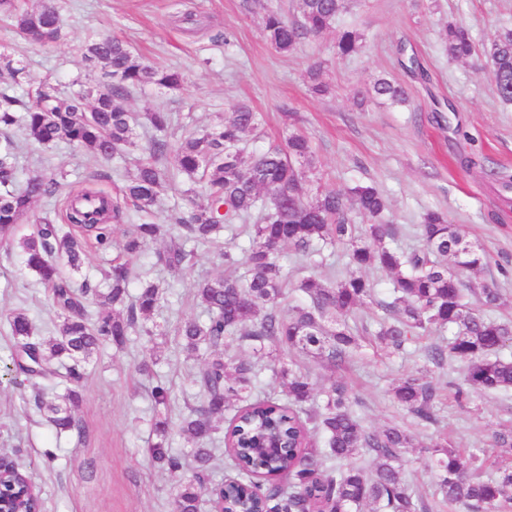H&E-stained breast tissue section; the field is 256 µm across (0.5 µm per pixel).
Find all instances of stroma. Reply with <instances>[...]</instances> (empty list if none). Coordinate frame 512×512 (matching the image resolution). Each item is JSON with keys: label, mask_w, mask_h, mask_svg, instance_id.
I'll return each mask as SVG.
<instances>
[{"label": "stroma", "mask_w": 512, "mask_h": 512, "mask_svg": "<svg viewBox=\"0 0 512 512\" xmlns=\"http://www.w3.org/2000/svg\"><path fill=\"white\" fill-rule=\"evenodd\" d=\"M61 39L45 48L26 41L0 18V52L23 61L31 82L51 79L66 95L91 83L95 74L83 60L81 46L108 32L126 40L132 51L162 66L180 70L181 90L154 87L135 92L126 101L130 111L162 107L179 125L210 128L240 102L262 113L260 132L246 139L247 152L281 144L286 131L311 140L312 177L321 188L348 191L358 184L380 189L389 202L388 218L395 227L392 247L412 251L422 246L420 217L427 211L446 212L468 238L477 240L489 258L484 269L469 274L474 286L499 288L502 300L489 316L512 321V205L498 197L492 171H512V104L502 102L484 69L483 56L453 60L438 38L448 21L466 24L477 48L487 47L494 32L512 26V0H352L339 26L356 28L363 36L359 52L348 58L335 54V32L302 43L292 54L276 53L262 34L263 7L292 13L295 0H261L245 11L242 0H56ZM193 12L197 32L183 23ZM322 64L333 91L310 92L305 75ZM387 76L409 94L404 107L358 103L361 91ZM152 129L136 128L135 144L121 161L98 162L86 152L60 144L35 150L38 162L25 166L24 177L64 172L68 183L93 180L117 194L125 169L143 158ZM163 242L148 243L133 264L139 283L158 284L164 299L154 317L160 326L203 318L193 299L194 283L223 274L216 249L202 247L197 263L173 278L158 260ZM27 309L42 339L55 335L57 312L18 250L0 245V364L12 346L6 314ZM424 337L423 347L432 344ZM421 351L395 356L377 354L363 345L342 369L328 368L311 358L290 353V366L309 371L318 388L345 381L358 403L356 412L368 429L389 424L407 429L416 447L403 456L404 471L418 494L431 498L434 474L424 448L440 436L467 454H482L493 445L501 425L512 422V392L475 396L462 407L444 388L438 404L439 422L429 425L409 416L396 403L392 389L404 375L425 364ZM152 370L140 372L142 363ZM189 359L174 342L150 345L130 336L124 347L103 344L87 366L82 400L75 410L85 426L82 436H57L35 405L41 387L15 384L0 377V452L17 458L40 492L43 512H172V492L179 475L152 465L147 453L150 425L168 418L173 427L170 446L188 449L177 425L187 405L196 404ZM163 382L173 389L168 407H154L150 390ZM53 450L47 461L45 450Z\"/></svg>", "instance_id": "35a3bbf8"}]
</instances>
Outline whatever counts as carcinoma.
I'll list each match as a JSON object with an SVG mask.
<instances>
[{
	"label": "carcinoma",
	"instance_id": "cac0c4a2",
	"mask_svg": "<svg viewBox=\"0 0 512 512\" xmlns=\"http://www.w3.org/2000/svg\"><path fill=\"white\" fill-rule=\"evenodd\" d=\"M350 4L351 0H297L296 15L290 19L267 7L263 36L277 53L287 55L331 29ZM0 14L11 18L19 33L34 43L47 46L60 37L59 12L51 4L30 10L19 0H0ZM439 37L452 59L467 60L475 54L471 35L460 24L448 23ZM361 43L357 29L342 28L336 35V55L350 57ZM82 55L100 78L61 98L47 82L29 84L23 94H16L24 67L0 54V241L17 246L25 267L49 289L60 318L56 337L47 342L38 338L27 312L20 309L7 316L13 338L10 371L64 387V394H43L37 403L56 433L82 436L84 427L74 407L86 366L104 342L120 346L135 334L150 343L155 336L168 335L164 328L147 327L162 300L160 287L146 281L131 298L128 286L133 259L146 243L167 234L164 225L146 217L152 215L161 193L184 175L195 187L188 189L189 204L174 218L177 240L158 254L160 263L172 273L191 269L195 247L215 244L222 231L231 241L248 236L249 245L239 253L224 247L219 252L224 273L196 283L194 298L207 319L182 320L173 329L181 348L203 359L192 375L198 404L180 423V431L192 442L190 450L170 448L166 418L154 423L155 439L149 445L158 467L192 472L174 489L173 508L199 512L214 456L209 445L218 430L217 419L237 402L224 431V453L238 471L239 485L264 512H360L368 504L376 512H430L404 474L402 456L415 447L412 435L398 425L367 429L352 410L358 400L352 399L345 383L318 391L309 372L288 366L284 357L298 352L336 368L365 336L403 353L421 337L448 328L454 330L451 341L428 347L426 359L441 370L450 359L462 363V385L448 382L456 387L457 399L512 389V359L502 355L512 344V324L492 320L465 301L467 290L484 307L500 301L497 289L469 288L463 280L466 273L487 265L483 248L438 211L421 217L424 249L405 254L387 247L384 240L394 231L384 221L385 196L372 185H357L347 195L311 189L307 167L312 150L305 134H289L283 148L245 154L242 144L259 125L258 113L246 104L233 106L231 115L217 126L185 131L176 141L170 134L172 113L162 108L147 113L155 132L148 157L125 172L119 196L111 197L89 183L71 185L65 223H55L47 213L32 234L18 240V224L35 203L58 196L65 176H36L18 186L23 145L14 130L29 144L49 147L64 142L107 162L121 157L138 124V115L124 108V100L148 85L177 90L183 84L181 72L154 65L110 35L86 42ZM485 68L501 101L512 103V27L494 35L485 51ZM307 79L312 93L330 92L322 65L311 66ZM368 95L390 106L409 102L406 89L387 77L376 79ZM349 201L368 224L353 223ZM129 202L141 223L126 236V259L112 261L105 273L108 288H92L86 281L76 285L63 275L62 267L78 272L89 251L109 248L112 225L128 220ZM257 211L261 216L248 223ZM336 244L346 248L351 271L338 281L315 273L300 278L294 288L305 302L283 312L289 292L288 275L279 262L282 247L291 246L321 266L322 249ZM372 267L391 275L393 299L384 305L387 317L361 323L354 334L346 318L373 299L374 286L362 274ZM90 299L98 308L94 317L87 311ZM241 346L248 354L237 355ZM266 369L273 371L284 401L257 393V378ZM428 373L425 367L402 377L393 396L416 419L436 424L442 387L428 380ZM171 395V387L164 383L150 391L156 407H168ZM319 434L322 448L316 447ZM268 436L278 437L283 448L258 471L259 444ZM428 453L436 474L435 495L448 503L450 512H512V470L500 469L482 480L477 471L483 460L478 457L467 462L460 449L439 441L428 447Z\"/></svg>",
	"mask_w": 512,
	"mask_h": 512
}]
</instances>
